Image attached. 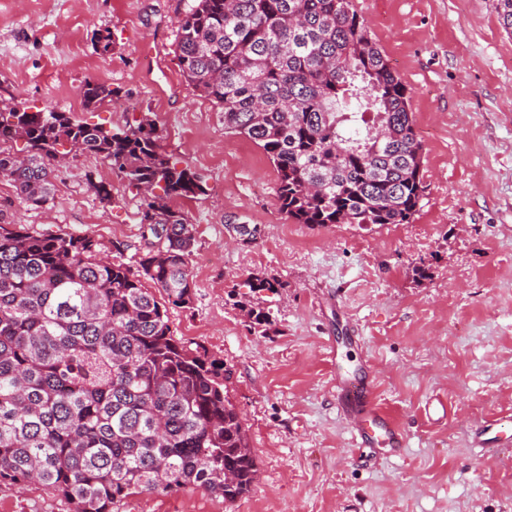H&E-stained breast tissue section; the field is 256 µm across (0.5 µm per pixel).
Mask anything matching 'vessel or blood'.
<instances>
[{"instance_id": "vessel-or-blood-1", "label": "vessel or blood", "mask_w": 512, "mask_h": 512, "mask_svg": "<svg viewBox=\"0 0 512 512\" xmlns=\"http://www.w3.org/2000/svg\"><path fill=\"white\" fill-rule=\"evenodd\" d=\"M338 401L351 416L358 446L373 444L388 447L390 452H401L405 439L402 432L389 425L375 405L367 378H344L338 385Z\"/></svg>"}]
</instances>
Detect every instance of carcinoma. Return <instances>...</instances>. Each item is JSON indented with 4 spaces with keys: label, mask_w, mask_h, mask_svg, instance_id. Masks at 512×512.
Here are the masks:
<instances>
[{
    "label": "carcinoma",
    "mask_w": 512,
    "mask_h": 512,
    "mask_svg": "<svg viewBox=\"0 0 512 512\" xmlns=\"http://www.w3.org/2000/svg\"><path fill=\"white\" fill-rule=\"evenodd\" d=\"M512 34V0H495ZM183 77L224 109V132L268 155L279 208L296 224H409L425 186L410 88L373 41L354 0H191L175 35ZM118 91L88 81V107ZM385 129L378 138V129ZM0 176L46 204L50 162L94 155L141 198L144 250L108 261L89 235L0 224V481L35 484L73 512H112L137 493L191 487L232 504L257 466L228 396L231 372L175 336L188 308L195 228L175 198L201 177L144 116L122 129L0 98ZM283 287L274 276L255 292ZM249 328L271 324L241 305Z\"/></svg>",
    "instance_id": "obj_1"
}]
</instances>
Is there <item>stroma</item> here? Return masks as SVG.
I'll return each instance as SVG.
<instances>
[{
	"instance_id": "stroma-1",
	"label": "stroma",
	"mask_w": 512,
	"mask_h": 512,
	"mask_svg": "<svg viewBox=\"0 0 512 512\" xmlns=\"http://www.w3.org/2000/svg\"><path fill=\"white\" fill-rule=\"evenodd\" d=\"M183 7L0 0V97L112 129L148 116L205 182L204 195L171 203L196 242L193 302L170 309V324L231 369L256 480L231 505L186 488L133 494L112 512H512V432L473 436L484 420L512 416V35L494 0H355L412 90L425 198L408 224L315 230L281 212L267 154L225 133L223 109L182 76L174 40ZM104 29L106 55L94 42ZM89 80L117 88L121 110L87 111ZM51 167L54 190L37 209L0 177V223L87 233L111 258L142 247L140 200L106 161L82 155ZM89 173L111 200L89 188ZM232 224L261 234L236 243ZM422 264L431 277L419 281ZM257 276L282 283L254 295L270 313L264 335L234 303ZM357 369L404 432L402 455L355 448L336 374ZM435 398L448 405L437 422L424 415ZM71 510L42 489L0 483V512Z\"/></svg>"
}]
</instances>
